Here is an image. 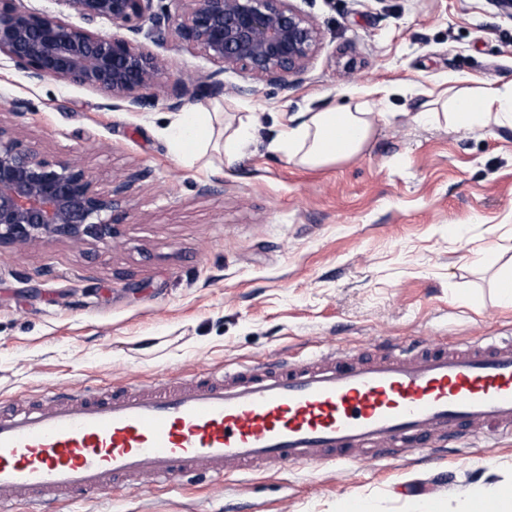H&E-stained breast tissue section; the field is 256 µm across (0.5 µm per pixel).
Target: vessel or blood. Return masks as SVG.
<instances>
[{
    "instance_id": "1",
    "label": "vessel or blood",
    "mask_w": 512,
    "mask_h": 512,
    "mask_svg": "<svg viewBox=\"0 0 512 512\" xmlns=\"http://www.w3.org/2000/svg\"><path fill=\"white\" fill-rule=\"evenodd\" d=\"M512 432V336L328 353L0 406V512L102 495L148 475L168 485L300 464L401 458Z\"/></svg>"
}]
</instances>
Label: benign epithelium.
<instances>
[{
	"instance_id": "benign-epithelium-1",
	"label": "benign epithelium",
	"mask_w": 512,
	"mask_h": 512,
	"mask_svg": "<svg viewBox=\"0 0 512 512\" xmlns=\"http://www.w3.org/2000/svg\"><path fill=\"white\" fill-rule=\"evenodd\" d=\"M15 2L0 0V56L33 82L82 87L114 108L151 104L144 91L165 68L137 39L143 32L155 44L174 37L215 66L195 82L176 81L166 94L172 109L224 95L221 75L228 70L286 90L321 44L319 27L294 0H178L174 12L154 11V0H59L82 27ZM100 20L129 35L99 32ZM130 189L124 181L102 192L77 161L49 160L0 124V246L113 239Z\"/></svg>"
}]
</instances>
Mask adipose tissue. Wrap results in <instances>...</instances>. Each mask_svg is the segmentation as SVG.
<instances>
[{
	"label": "adipose tissue",
	"mask_w": 512,
	"mask_h": 512,
	"mask_svg": "<svg viewBox=\"0 0 512 512\" xmlns=\"http://www.w3.org/2000/svg\"><path fill=\"white\" fill-rule=\"evenodd\" d=\"M440 108L417 113L420 122L449 121L468 128L489 123L512 125V82L469 92L444 90ZM221 113L198 109L175 117L165 130L172 149L193 161L204 155L214 142L216 122ZM376 131L375 114L368 101L341 107L306 110L284 116L278 122L269 150L284 154L290 163L303 168L334 165L362 154Z\"/></svg>",
	"instance_id": "adipose-tissue-1"
}]
</instances>
